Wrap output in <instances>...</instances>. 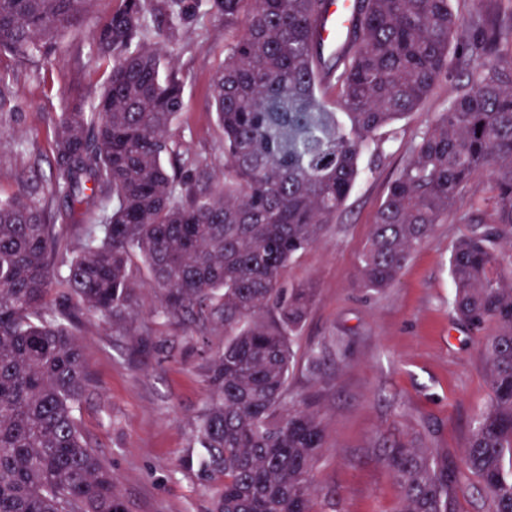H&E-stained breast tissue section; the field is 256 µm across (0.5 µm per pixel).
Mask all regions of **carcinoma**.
<instances>
[{"label": "carcinoma", "mask_w": 512, "mask_h": 512, "mask_svg": "<svg viewBox=\"0 0 512 512\" xmlns=\"http://www.w3.org/2000/svg\"><path fill=\"white\" fill-rule=\"evenodd\" d=\"M203 1L243 22L212 83L221 175L164 167L183 84L162 76V48L145 37L151 0H120L91 38L90 54L107 69L98 96L67 104L55 122L47 191L36 201L23 182L0 195V512H126L76 415L90 378L73 318L84 308L126 323L137 257L161 296L156 314L228 336L208 355V401L193 425L201 475L221 481L210 512H319L312 472L325 427L287 389L291 337L315 294L282 288L284 273L336 220L363 152L451 68L466 82L390 184L358 285L391 286L468 185L488 177L481 205L492 223L471 226L449 263L488 399L459 463L402 444L384 461L402 512H453V492L471 488L480 512H512V272L503 268L512 258V0L467 18L451 0H355L332 53L314 33L325 0H165L169 35ZM94 2L0 0V51L26 61L66 51L63 37ZM100 193L108 204L87 224ZM64 225L78 235L63 236Z\"/></svg>", "instance_id": "1"}]
</instances>
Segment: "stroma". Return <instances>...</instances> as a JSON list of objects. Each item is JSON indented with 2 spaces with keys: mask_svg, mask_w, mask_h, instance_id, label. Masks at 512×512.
Returning <instances> with one entry per match:
<instances>
[{
  "mask_svg": "<svg viewBox=\"0 0 512 512\" xmlns=\"http://www.w3.org/2000/svg\"><path fill=\"white\" fill-rule=\"evenodd\" d=\"M118 0H96L92 14L67 34L68 52L51 62H22L0 52L10 77L0 100V195L18 191L21 175L49 182L54 122L66 103L93 97L106 78L88 46ZM240 23L200 9L171 40V67L186 108L175 140L203 170L224 167V139L211 84ZM456 80L440 83L418 112L398 122L361 158L362 176L324 239L288 266L285 288L312 285L315 302L293 342L296 360L312 349L328 355L319 380L294 369L290 396L318 410L325 448L313 470L320 512H400V487L383 461L385 448H424L459 462L472 422L488 397L481 353L453 311L449 259L470 224L489 222L474 201L490 194L477 178L417 247L396 282L375 292L358 287V259L389 185L415 144L447 109ZM139 313L117 331L99 313L75 321L91 387L77 415L83 433L115 475L127 512H208L218 482L204 481L193 457V423L207 403L208 350L223 335L194 339L186 321L155 315L158 299L140 272Z\"/></svg>",
  "mask_w": 512,
  "mask_h": 512,
  "instance_id": "35a3bbf8",
  "label": "stroma"
}]
</instances>
